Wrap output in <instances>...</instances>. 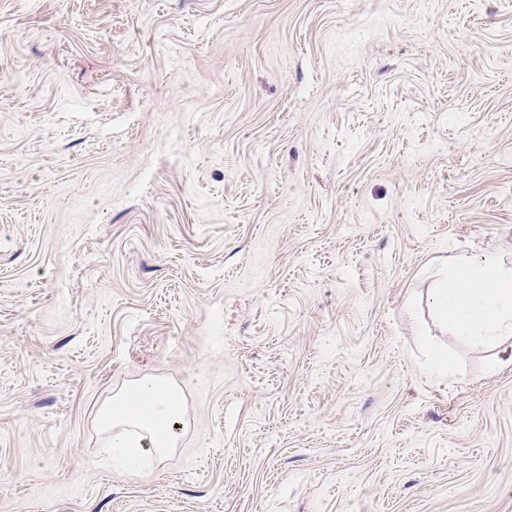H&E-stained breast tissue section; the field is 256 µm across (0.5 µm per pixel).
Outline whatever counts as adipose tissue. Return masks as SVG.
<instances>
[{
	"mask_svg": "<svg viewBox=\"0 0 512 512\" xmlns=\"http://www.w3.org/2000/svg\"><path fill=\"white\" fill-rule=\"evenodd\" d=\"M431 304L454 335L484 346L512 337V265L487 254L454 261ZM179 388L163 378L134 382L102 405L97 425L106 445L132 467L163 461L182 426Z\"/></svg>",
	"mask_w": 512,
	"mask_h": 512,
	"instance_id": "ef3b65f1",
	"label": "adipose tissue"
}]
</instances>
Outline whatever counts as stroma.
I'll return each mask as SVG.
<instances>
[{"label":"stroma","mask_w":512,"mask_h":512,"mask_svg":"<svg viewBox=\"0 0 512 512\" xmlns=\"http://www.w3.org/2000/svg\"><path fill=\"white\" fill-rule=\"evenodd\" d=\"M463 254L512 260V0H0V512H512ZM152 377L177 448L107 460ZM179 388L163 378L136 381L102 405L97 425L107 448L132 467L162 462L176 447L182 428Z\"/></svg>","instance_id":"obj_1"}]
</instances>
